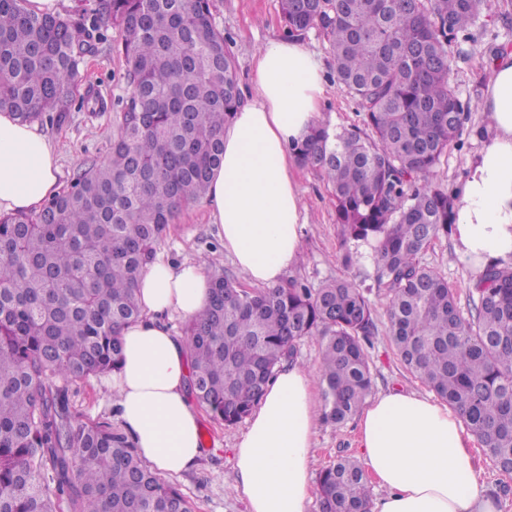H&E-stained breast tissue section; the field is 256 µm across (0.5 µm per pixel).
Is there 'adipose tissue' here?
Instances as JSON below:
<instances>
[{
  "instance_id": "ef3b65f1",
  "label": "adipose tissue",
  "mask_w": 512,
  "mask_h": 512,
  "mask_svg": "<svg viewBox=\"0 0 512 512\" xmlns=\"http://www.w3.org/2000/svg\"><path fill=\"white\" fill-rule=\"evenodd\" d=\"M255 93L224 127V158L206 203L224 250L249 284L275 287L302 256V205L292 143L317 122L325 98L320 58L295 39H271L253 57ZM487 137L471 164L454 217L458 250L472 273L512 264V59L491 71ZM51 141L37 126L0 113V213H36L59 190ZM203 263H151L140 282L142 318L120 331L112 374L119 418L139 453L168 475L201 455L199 416L188 394L184 340L162 322L192 318L209 303ZM314 375L281 369L234 449V490L247 512H306L319 424ZM364 460L383 488L370 512H498L480 483L458 413L417 392L379 395L359 418Z\"/></svg>"
}]
</instances>
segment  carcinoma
Returning <instances> with one entry per match:
<instances>
[{"instance_id":"carcinoma-1","label":"carcinoma","mask_w":512,"mask_h":512,"mask_svg":"<svg viewBox=\"0 0 512 512\" xmlns=\"http://www.w3.org/2000/svg\"><path fill=\"white\" fill-rule=\"evenodd\" d=\"M494 0H282L287 33L315 28L363 126H314L291 146L331 185L351 266L371 247L391 344L451 408L498 470L512 465V266L488 265L462 310L421 265L452 231L456 197L432 181L471 115L448 46L470 38ZM123 35L128 97L107 160L80 169L34 215H0V512H193L131 437L78 417L70 386L112 372L119 330L138 320L141 276L166 226L205 197L241 104L235 58L210 0H91L47 14L0 0V110L66 124L107 103L76 76ZM210 302L185 327L192 398L233 425L262 399L282 361L316 336L324 419L338 427L372 389L377 333L368 290L347 278L248 290L211 278ZM321 512H369V478L340 457L317 480Z\"/></svg>"}]
</instances>
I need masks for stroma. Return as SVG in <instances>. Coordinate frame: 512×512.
Instances as JSON below:
<instances>
[{
	"mask_svg": "<svg viewBox=\"0 0 512 512\" xmlns=\"http://www.w3.org/2000/svg\"><path fill=\"white\" fill-rule=\"evenodd\" d=\"M214 21L230 39V50L237 62L242 97L252 93V57L269 39L282 38L286 29L282 20L281 0H211ZM112 49L91 56L78 74L79 89L94 88L107 102L125 96L122 75L125 61L116 45L120 31H113ZM305 42L323 61L328 73V91L322 105L320 120L331 127H348L362 122L355 102L337 83L331 68L332 56L328 42L318 31H310ZM512 53V28H503L497 14L482 16L473 36L452 43L457 54L455 79L461 99L485 98L487 83L482 75L486 69L489 48ZM41 131L54 143L61 166V186H68L77 171L91 160H104L110 153L114 128L111 112L73 113L69 123L56 127L41 124ZM485 116L472 113L460 144L450 146L436 167L433 179L444 189L459 192L471 162L484 144ZM297 184L305 222L301 227L303 253L300 261L287 270L285 281H302L311 287L339 277H347L370 286V299L375 310L378 332L369 351L373 394L390 389L425 392L426 387L415 379L400 362L390 343L385 317L383 289L374 285V267L369 247H361V257L353 266L342 263L346 247L339 235L331 187L320 173L298 167ZM158 257L177 265L187 260L204 263L209 273H226L236 281H244V273L224 252L216 225L210 224L203 202L184 207L174 223L169 224L157 249ZM424 264L440 271L453 288L459 305H467L473 290V275L461 259L453 237L433 240L422 255ZM70 402L75 413L92 422H106L121 427L115 406L116 397L106 376H97L77 383L70 389ZM203 456L199 464L176 477L195 512H247L245 504L233 490L235 471L233 447L245 431V423L224 425L209 414L201 416ZM360 458L357 421L343 427L320 422L314 448L313 472H320L338 457Z\"/></svg>",
	"mask_w": 512,
	"mask_h": 512,
	"instance_id": "obj_1",
	"label": "stroma"
}]
</instances>
